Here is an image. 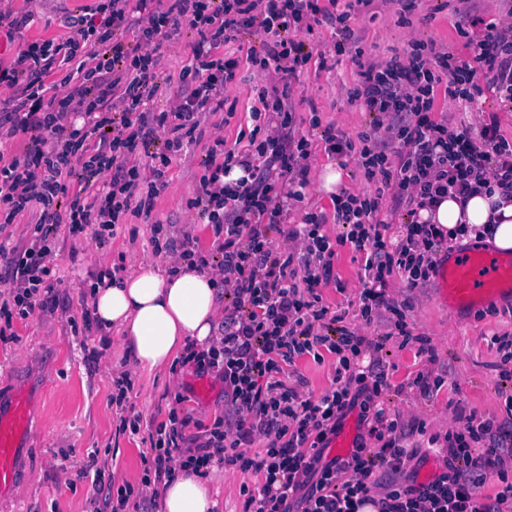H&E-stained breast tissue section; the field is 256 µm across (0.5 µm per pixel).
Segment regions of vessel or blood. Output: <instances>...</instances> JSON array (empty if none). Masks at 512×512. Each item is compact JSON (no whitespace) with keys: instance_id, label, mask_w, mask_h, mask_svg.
Returning <instances> with one entry per match:
<instances>
[{"instance_id":"vessel-or-blood-1","label":"vessel or blood","mask_w":512,"mask_h":512,"mask_svg":"<svg viewBox=\"0 0 512 512\" xmlns=\"http://www.w3.org/2000/svg\"><path fill=\"white\" fill-rule=\"evenodd\" d=\"M498 296H512V256L484 250L457 253L438 270V301L455 311L480 308ZM31 402L26 390H13L0 402V498L24 483L23 463L31 433Z\"/></svg>"}]
</instances>
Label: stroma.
Returning <instances> with one entry per match:
<instances>
[{
  "label": "stroma",
  "mask_w": 512,
  "mask_h": 512,
  "mask_svg": "<svg viewBox=\"0 0 512 512\" xmlns=\"http://www.w3.org/2000/svg\"><path fill=\"white\" fill-rule=\"evenodd\" d=\"M94 0H11L10 9L32 8L33 24L23 38L27 41L67 36L57 16L62 9L75 10L93 5ZM512 9V0H374L369 7L352 11L348 26L359 36L358 53L335 55L336 28L326 22L313 24L311 30H299L295 37L304 42L314 59L291 81L289 104L296 117L300 135L313 143L309 159V183L305 199L288 215L292 224L300 223L305 212L315 211L327 218L323 228L336 237L333 202L319 187V173L327 165H337L346 173L344 186L362 196H380L376 220L387 224V237L397 238L402 216L391 208L392 191L380 182L369 180L357 164L356 156L343 158L328 154L321 138L324 127L350 139L372 132L375 113L366 111L350 97L361 81V72L369 62H388L407 57L411 40L434 45L438 51L466 58L465 40L457 25L462 21L496 22ZM334 57L330 67H319L316 56ZM263 79L257 69L241 64L225 95L236 111L224 127L227 141H235L240 131H251L248 117L256 103L255 88ZM319 115L321 124L312 127L311 115ZM435 120H447L449 126H465L479 133L488 118H496L499 133L512 142V105L492 94L474 102L449 100L437 96ZM202 137L182 156L173 161L168 186L157 198L150 218L128 217L116 228L113 238L98 243L91 232L64 234L58 240L52 264L59 280V308L38 312L25 319H14V334L0 338V374L11 376L0 384V396L8 397L13 386L25 387L33 399V432L29 442L27 470L30 481L14 498L0 500V512H101L105 495L95 491L93 479L82 471L90 456L107 462L114 486H131V504H138V490L144 473V457L150 452L151 432L165 419L174 392L185 397L183 407L201 425H212L224 413V385L213 375H200L188 365L147 371L135 368L119 334H111L108 345H101V333L86 324L83 313L98 268L132 271L140 262H159L169 270L171 258L157 253L152 242L151 221L162 222L164 230L178 232L192 228L202 252L212 249V231L189 200L195 178L207 159L212 141L211 122L200 125ZM337 283L322 286V303L330 311L343 315L344 324L377 344L374 353L384 367L389 386L380 401L390 413L403 419L425 422L429 433L445 434L456 425L457 410L483 417L504 418V399L512 394V381L500 378V357L490 346L492 336L512 334V303L453 316L436 298L435 282L420 288L407 287L400 274L388 281V294L405 306V321L411 334L403 340L387 321L378 317L365 321L360 313V255L353 243L337 247L334 258ZM427 339L432 353L420 352V339ZM98 350L99 357L88 361L87 354ZM336 358L324 354L321 360L305 356L295 368L304 378L305 396L317 398L333 386ZM129 372L130 384L122 404L112 401L121 372ZM442 376L440 389L423 394L413 386L418 373ZM206 381L208 391L199 394V381ZM139 417L138 433L120 431L121 418ZM263 474L236 469L212 468L206 481L217 503V512H244L248 490L258 487Z\"/></svg>",
  "instance_id": "1"
}]
</instances>
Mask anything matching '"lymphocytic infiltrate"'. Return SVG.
Segmentation results:
<instances>
[{"mask_svg": "<svg viewBox=\"0 0 512 512\" xmlns=\"http://www.w3.org/2000/svg\"><path fill=\"white\" fill-rule=\"evenodd\" d=\"M338 2L96 0L82 13L61 16L68 38L28 42L11 63H0V144L27 138L21 154L0 151V232L25 214L36 217L26 243L0 240V272L11 284L0 300V324L12 329L14 317L55 305L52 259L60 227L72 235L88 230L102 241L128 216H151L173 158L195 141L203 114L223 110L228 84L248 62L275 75L250 109L248 144L241 150L214 137L189 201L210 224L219 260L210 264L188 231L164 243L188 265L216 266L232 293L219 340L206 350L188 346L183 358L223 381L226 413L204 433H189L192 419L182 412L183 395L175 394L166 421L155 428L143 486L160 484L186 462L203 474L214 466L263 473L244 512H358L366 503L377 512H512V430L471 414L439 437L387 412L379 401L387 374L378 363L361 365L364 336L342 326L317 292L333 278L336 244L354 243L362 254V317L390 311L395 330L406 335L388 279L402 274L412 288L430 281L446 241L438 225L421 220L420 209L446 194L468 198L487 182L512 197V143L496 122L475 137L431 117L440 91L469 100L486 90L512 101V23L469 36L467 62L416 40L407 62L367 65L351 96L386 119L387 140L365 134L354 142L329 127L324 141L331 153L357 152L368 179L393 187V206L407 220L399 238L388 239L371 221L378 198L345 192L334 206L342 232L333 239L317 213L287 221L292 204L303 199L312 153L311 141L296 132L288 99L291 78L312 58L294 32L321 17L336 25V55L358 43ZM254 26L266 36L262 51L242 59L225 53ZM184 27L198 36L192 59L178 75L170 110L150 111L162 48ZM480 68L489 75L483 87L473 81ZM236 166L244 178L225 184ZM63 198L68 208L60 207ZM273 231L300 251L273 248ZM323 350L336 357L334 386L312 400L292 381L291 369L298 358ZM355 409L375 447L360 443L347 457L329 456L342 419ZM258 435L268 440L264 454L247 455L245 445ZM430 454L441 460L440 473L401 481L411 461ZM491 474L500 485L492 497L480 492Z\"/></svg>", "mask_w": 512, "mask_h": 512, "instance_id": "f902f5d3", "label": "lymphocytic infiltrate"}]
</instances>
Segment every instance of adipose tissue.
Masks as SVG:
<instances>
[{"instance_id": "1", "label": "adipose tissue", "mask_w": 512, "mask_h": 512, "mask_svg": "<svg viewBox=\"0 0 512 512\" xmlns=\"http://www.w3.org/2000/svg\"><path fill=\"white\" fill-rule=\"evenodd\" d=\"M420 216L443 231L463 227L467 239L512 252V199L503 200L500 191L479 188L464 204L447 196ZM88 297L96 322L120 333L134 365L151 371L172 365L187 342L210 345L222 318L213 274L190 269L165 274L154 262L97 285ZM159 506L160 512H211L216 502L187 464L163 483Z\"/></svg>"}]
</instances>
